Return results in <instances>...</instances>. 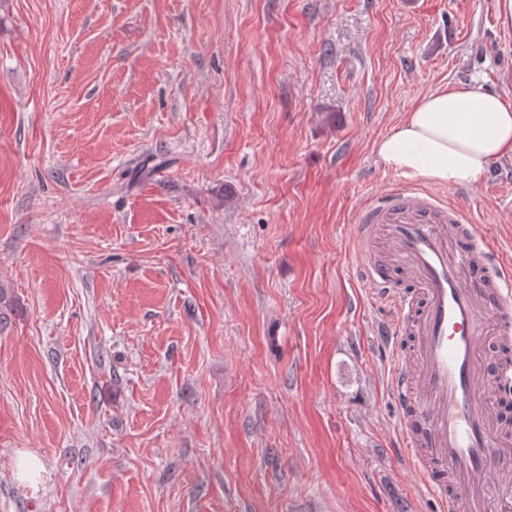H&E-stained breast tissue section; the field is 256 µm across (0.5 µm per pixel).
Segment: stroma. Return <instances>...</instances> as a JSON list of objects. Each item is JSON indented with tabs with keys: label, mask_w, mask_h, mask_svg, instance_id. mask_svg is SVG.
Returning <instances> with one entry per match:
<instances>
[{
	"label": "stroma",
	"mask_w": 512,
	"mask_h": 512,
	"mask_svg": "<svg viewBox=\"0 0 512 512\" xmlns=\"http://www.w3.org/2000/svg\"><path fill=\"white\" fill-rule=\"evenodd\" d=\"M462 84L512 103L497 0H0V512H440L350 242ZM413 185L512 263V155Z\"/></svg>",
	"instance_id": "1"
}]
</instances>
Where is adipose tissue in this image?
<instances>
[{
    "label": "adipose tissue",
    "instance_id": "1",
    "mask_svg": "<svg viewBox=\"0 0 512 512\" xmlns=\"http://www.w3.org/2000/svg\"><path fill=\"white\" fill-rule=\"evenodd\" d=\"M378 156L408 176L466 185L512 155V104L473 86L420 96L375 144Z\"/></svg>",
    "mask_w": 512,
    "mask_h": 512
}]
</instances>
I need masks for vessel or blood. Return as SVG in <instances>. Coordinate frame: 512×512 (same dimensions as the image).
Returning a JSON list of instances; mask_svg holds the SVG:
<instances>
[{
    "label": "vessel or blood",
    "instance_id": "1",
    "mask_svg": "<svg viewBox=\"0 0 512 512\" xmlns=\"http://www.w3.org/2000/svg\"><path fill=\"white\" fill-rule=\"evenodd\" d=\"M465 235L467 248L459 244ZM352 246L366 280L396 309L387 336L413 338L391 378L403 457L442 512H488L493 492L512 484V438L493 402L512 393V363H490L485 328L495 324L501 344L512 342V274L471 281L470 268L492 252L467 209L413 187L363 205ZM389 263L408 273L414 291L389 288Z\"/></svg>",
    "mask_w": 512,
    "mask_h": 512
}]
</instances>
